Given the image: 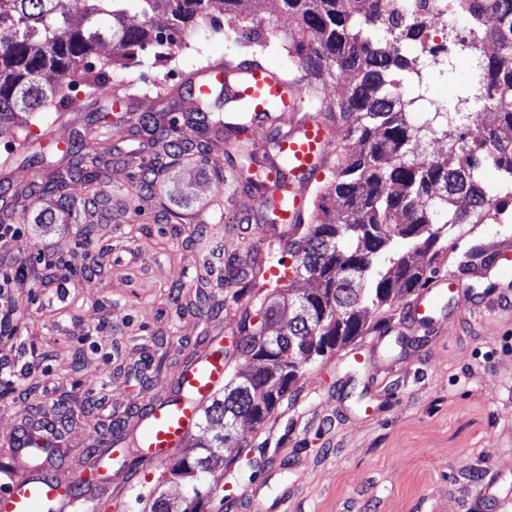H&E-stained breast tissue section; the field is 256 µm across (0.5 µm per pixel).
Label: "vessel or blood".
Listing matches in <instances>:
<instances>
[{
	"instance_id": "obj_1",
	"label": "vessel or blood",
	"mask_w": 512,
	"mask_h": 512,
	"mask_svg": "<svg viewBox=\"0 0 512 512\" xmlns=\"http://www.w3.org/2000/svg\"><path fill=\"white\" fill-rule=\"evenodd\" d=\"M224 88L235 100L249 106L254 124L271 129L277 138V153L267 160V190L276 198L287 197L278 234H292L304 216L307 194L324 176L322 160L338 147L341 133L321 113L304 109L301 89L284 85L276 72L252 63L225 71ZM512 263V241L504 239L485 247L479 262L464 274L431 278L408 301L395 329L413 333L435 324L445 314L443 301L452 288L461 287L465 277L488 276L497 265ZM224 384V361L214 353L213 340H206L169 383L165 394L138 406L135 422L124 432V452L144 465L164 462L185 447L197 427L205 404ZM34 427L10 435L9 444L25 475L0 488V512H70L76 504L107 493L111 485L100 480V462L113 452L110 438L89 437L91 457L87 466L67 477H51L29 470L28 440Z\"/></svg>"
}]
</instances>
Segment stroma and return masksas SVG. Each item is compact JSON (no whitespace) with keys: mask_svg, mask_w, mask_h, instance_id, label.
<instances>
[{"mask_svg":"<svg viewBox=\"0 0 512 512\" xmlns=\"http://www.w3.org/2000/svg\"><path fill=\"white\" fill-rule=\"evenodd\" d=\"M237 11L266 40L263 65L288 69L284 44L305 33L281 32L255 0H239ZM237 49L235 34L200 28L166 62L148 50L140 66L113 71V83L135 86L133 98L105 103L79 84L72 91L79 110L52 104L0 124V162L19 192L22 220L0 243V264L26 269L0 330V437L49 416L55 403L77 409L92 399L96 419L121 438L135 408L165 393L201 338L220 336L231 357L243 313L259 323L266 292L243 278L245 294L236 302L218 282L244 257L263 255L271 270L285 254L272 241L268 212L256 211L242 172L229 164L218 128L210 130L208 154L167 158L142 206L127 197L133 178L161 152L171 118L179 120L178 135L192 133L182 121L185 100L170 98L161 110L159 86L180 84ZM452 62L450 70L429 72L427 86L437 103L456 108L461 127L479 106L466 98L465 58L456 54ZM102 112L106 120L96 123ZM147 112L156 118L150 127L140 122ZM74 143L106 161L96 204L102 223L89 238L63 212L56 223H35L56 201L28 193ZM172 213L182 223H168ZM201 213L215 258L207 271L191 230ZM509 237L512 224H462L441 238L436 258L420 261L454 273L491 241ZM62 248L68 265L46 271L44 257ZM174 286L181 289L175 300ZM453 304L454 322L410 350L392 339L388 354L401 362L375 373L354 355L397 321L399 307L369 310L364 336L306 364L262 424H238V456L214 475L233 512H512V313L492 316L459 297ZM30 377L39 385L33 399L24 394ZM169 468L113 462L106 478L115 501L95 500L86 512H150L161 492L177 491Z\"/></svg>","mask_w":512,"mask_h":512,"instance_id":"obj_1","label":"stroma"}]
</instances>
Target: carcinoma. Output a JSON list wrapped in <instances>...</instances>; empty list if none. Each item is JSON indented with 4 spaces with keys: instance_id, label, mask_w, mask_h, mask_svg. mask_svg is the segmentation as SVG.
Wrapping results in <instances>:
<instances>
[{
    "instance_id": "cac0c4a2",
    "label": "carcinoma",
    "mask_w": 512,
    "mask_h": 512,
    "mask_svg": "<svg viewBox=\"0 0 512 512\" xmlns=\"http://www.w3.org/2000/svg\"><path fill=\"white\" fill-rule=\"evenodd\" d=\"M127 0H0V121L34 112L48 96L59 93L60 105L71 103L63 89H72L74 76L82 73L95 98H111L115 63L95 65L96 48L111 42L123 50L122 58L134 60L138 53L154 47L186 44L191 28L210 23L237 35L240 47L261 42V36L236 15L238 0H139L142 23H127ZM223 4L224 21L213 16L215 3ZM280 27L295 26L308 33V41L286 46L295 65L281 73L283 80L305 86L311 106L319 112L338 114L343 138H355L362 148L344 147L330 156L336 180L329 195L336 207L325 206V195L312 200L310 225L285 243L296 258L293 273H306L313 287L286 305L271 301L260 307L263 324L278 323L274 336L262 327H240L239 370L224 383V394L212 399L203 410L206 422L217 424L216 434L191 458L178 460L169 469L167 481L192 479L183 506H171L158 496L151 512H224V497L207 481L208 474L224 461L221 449L235 447L233 423L246 418L262 423L297 381L309 360L344 346L365 330L364 313L382 308L428 280L433 268L415 263L412 254L430 252L448 228L457 224H484L490 210L499 213L512 207V143L503 144L498 132L512 129V0H489L487 41L496 52L487 56L482 46L456 41L463 49L476 50L475 60L483 71L479 98L497 95L495 111L472 112V126L483 142L464 147L453 138L452 113L443 109L428 112L421 121L409 114L416 99L399 94L394 80L398 73L415 65L403 53L391 49V38L415 43L423 26L404 28L393 35H377L373 21L382 15L381 0H261ZM165 23L155 24L157 16ZM51 72L54 82L42 83ZM346 73L350 82L344 91L328 97L322 92L321 77ZM179 97H188L192 112L205 113L212 94L186 80ZM233 122L239 136L235 151L250 156L247 139L249 116L245 112L218 117L217 123ZM426 140L448 141V154L456 163L445 166L420 157ZM181 156L210 150L205 140L173 139L167 144ZM99 155L72 146L68 166L54 169L41 185V194L56 197L60 207L75 223L90 214L88 205L72 199L68 183L80 179L92 185L100 177ZM165 167L156 157L135 181L137 196L145 197ZM499 173V185L484 181L482 170ZM401 240L407 251L388 252Z\"/></svg>"
}]
</instances>
